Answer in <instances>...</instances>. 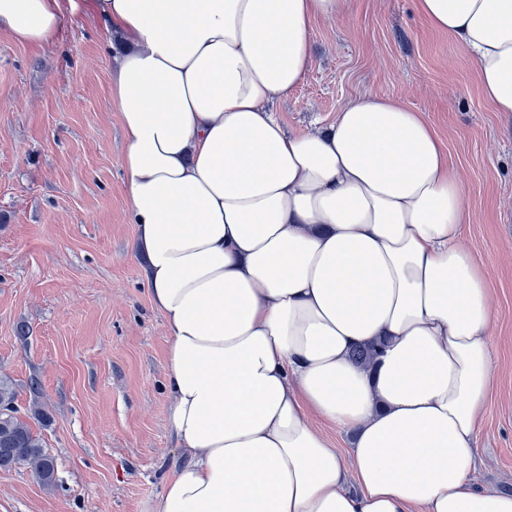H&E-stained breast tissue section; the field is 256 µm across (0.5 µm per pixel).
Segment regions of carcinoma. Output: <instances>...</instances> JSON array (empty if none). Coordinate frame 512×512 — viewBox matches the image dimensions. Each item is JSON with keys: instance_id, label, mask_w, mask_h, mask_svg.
Listing matches in <instances>:
<instances>
[{"instance_id": "1", "label": "carcinoma", "mask_w": 512, "mask_h": 512, "mask_svg": "<svg viewBox=\"0 0 512 512\" xmlns=\"http://www.w3.org/2000/svg\"><path fill=\"white\" fill-rule=\"evenodd\" d=\"M378 349L377 344L358 346L352 351V358L368 366ZM51 461L40 437L19 415L14 383L8 377H0V469L24 464L42 484L51 485L56 479Z\"/></svg>"}]
</instances>
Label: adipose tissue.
<instances>
[{
	"label": "adipose tissue",
	"instance_id": "1",
	"mask_svg": "<svg viewBox=\"0 0 512 512\" xmlns=\"http://www.w3.org/2000/svg\"><path fill=\"white\" fill-rule=\"evenodd\" d=\"M348 8L93 2L125 44L110 74L122 168L186 457L153 512H512L470 483L492 306L435 129L389 96L295 134L272 108L310 68L312 22ZM416 9L512 113V0ZM60 24V0H0L19 43H53ZM372 342L373 367L351 360ZM317 418L351 435L352 466Z\"/></svg>",
	"mask_w": 512,
	"mask_h": 512
}]
</instances>
